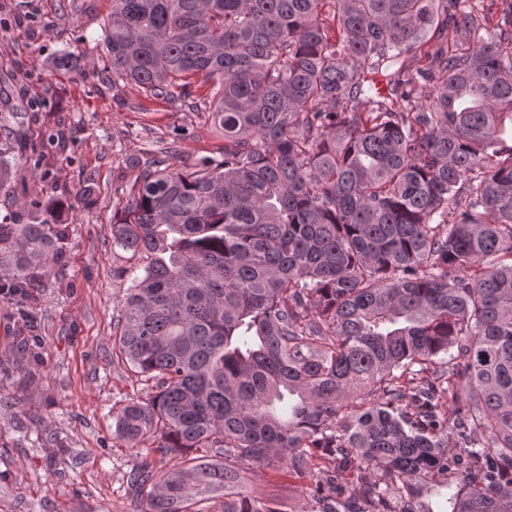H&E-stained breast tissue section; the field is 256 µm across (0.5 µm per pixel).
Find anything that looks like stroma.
Segmentation results:
<instances>
[{
	"instance_id": "1",
	"label": "stroma",
	"mask_w": 512,
	"mask_h": 512,
	"mask_svg": "<svg viewBox=\"0 0 512 512\" xmlns=\"http://www.w3.org/2000/svg\"><path fill=\"white\" fill-rule=\"evenodd\" d=\"M110 0H0V107L16 130L45 147L44 197L62 200L64 260L40 288L0 300V512H144L134 468L170 466L154 437L132 448L114 439L112 414L152 394L112 358V337L130 285L129 253L113 249L146 149L175 144L169 164L188 170L224 140L207 114L128 89L113 93L101 30ZM75 69L53 68L62 53ZM64 128L65 144L49 142ZM313 452L310 476L262 468L250 494L281 512H322L311 475L333 469Z\"/></svg>"
}]
</instances>
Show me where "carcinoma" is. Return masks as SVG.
Returning <instances> with one entry per match:
<instances>
[{"label": "carcinoma", "mask_w": 512, "mask_h": 512, "mask_svg": "<svg viewBox=\"0 0 512 512\" xmlns=\"http://www.w3.org/2000/svg\"><path fill=\"white\" fill-rule=\"evenodd\" d=\"M453 12H448V8ZM112 90L187 99L224 137L194 170L148 158L112 247L139 258L114 347L156 386L114 416L174 464L145 512H277L246 473L311 449L381 472L369 512H512V18L470 0H112ZM431 87L427 102L418 90ZM180 92H175V89ZM0 117V192L44 154ZM0 222L25 294L62 261L63 204ZM339 475L315 483L330 500Z\"/></svg>", "instance_id": "cac0c4a2"}]
</instances>
